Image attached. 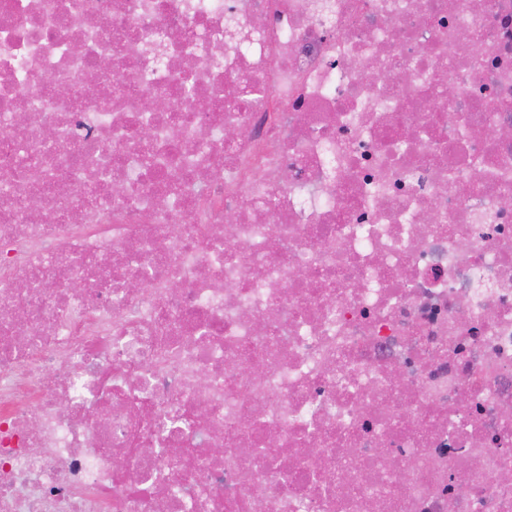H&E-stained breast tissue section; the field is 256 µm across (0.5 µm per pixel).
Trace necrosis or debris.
<instances>
[{"instance_id":"1","label":"necrosis or debris","mask_w":512,"mask_h":512,"mask_svg":"<svg viewBox=\"0 0 512 512\" xmlns=\"http://www.w3.org/2000/svg\"><path fill=\"white\" fill-rule=\"evenodd\" d=\"M0 512H512V0H0Z\"/></svg>"}]
</instances>
